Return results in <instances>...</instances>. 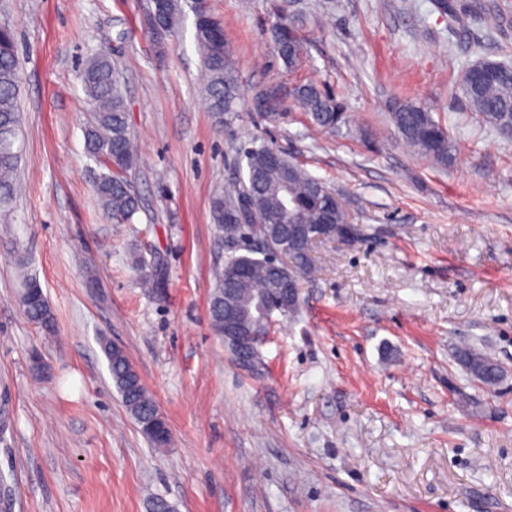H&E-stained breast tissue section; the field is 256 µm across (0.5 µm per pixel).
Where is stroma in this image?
<instances>
[{
	"label": "stroma",
	"instance_id": "35a3bbf8",
	"mask_svg": "<svg viewBox=\"0 0 512 512\" xmlns=\"http://www.w3.org/2000/svg\"><path fill=\"white\" fill-rule=\"evenodd\" d=\"M481 2L460 34L435 0H290L307 55L289 69L264 38L277 0H211L241 73L227 127L206 104L191 22L161 54L148 0H6L24 191L0 218V512H149L157 496L176 512H512V377L490 395L453 360L468 343L512 370V143L458 93L475 60L512 63V0ZM98 53L119 71L138 147L129 224L105 217L85 152L80 75ZM303 82L337 95L348 131L250 110L259 91ZM406 98L449 127L448 168L398 137L389 106ZM254 137L325 182L360 231L314 243L260 376L208 313L229 254L211 198ZM23 272L51 330L23 312ZM103 338L155 398L167 447L121 403Z\"/></svg>",
	"mask_w": 512,
	"mask_h": 512
}]
</instances>
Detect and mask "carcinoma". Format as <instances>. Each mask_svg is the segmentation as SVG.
I'll return each mask as SVG.
<instances>
[{
  "mask_svg": "<svg viewBox=\"0 0 512 512\" xmlns=\"http://www.w3.org/2000/svg\"><path fill=\"white\" fill-rule=\"evenodd\" d=\"M164 2L169 34L182 24L186 11H192L209 109L227 121L235 119L241 111L240 73L234 53L226 44L223 25L213 17L208 6L196 12L189 0ZM439 8L457 27L465 29L476 18L478 5L459 11L446 2ZM265 36L285 66L293 68L301 63L303 42L285 9L278 11ZM17 57L14 31L0 30V212L7 211L21 191L16 176L23 151L17 109ZM81 82L92 109L85 130V149L90 158L106 169L96 183L98 199L113 223L129 224L140 209L139 198L126 176L136 164V153L126 100L108 56L91 57L82 69ZM459 94L490 127L501 132L512 126L511 64L483 60L469 65L461 76ZM287 99L304 111L310 125L318 131L336 134L347 125L343 103L313 83L294 85L270 109L259 105L262 101L259 96L252 108L273 122L282 115ZM389 116L399 137L413 152L440 167L451 163L453 143L448 127L427 106L404 100L392 107ZM238 167L237 176L212 197L211 223L217 235L227 241L252 235L265 240L266 245L265 253L260 256L248 248L242 253L234 250L214 271L209 316L221 338L224 337V294L228 289L234 291L247 326L265 324L258 311L261 303L284 308L285 316L296 312L294 308L285 309L282 284L290 279L299 282L312 272L311 254L296 246L283 255L285 264L272 262L267 254L281 250L297 225L311 230L329 214L338 231L350 234L352 240L358 235L336 194L286 154L252 140L241 149ZM239 202L242 203L240 221H224V206ZM21 288L20 302L25 315L42 328L51 329L52 313L37 280L24 276ZM101 345L113 386L141 433L153 447H167L168 441L146 433L145 424L154 419L159 409L145 387L138 383L127 356L105 339ZM455 360L485 391L495 394L501 390V365L490 354L465 345L456 348Z\"/></svg>",
  "mask_w": 512,
  "mask_h": 512,
  "instance_id": "obj_1",
  "label": "carcinoma"
}]
</instances>
